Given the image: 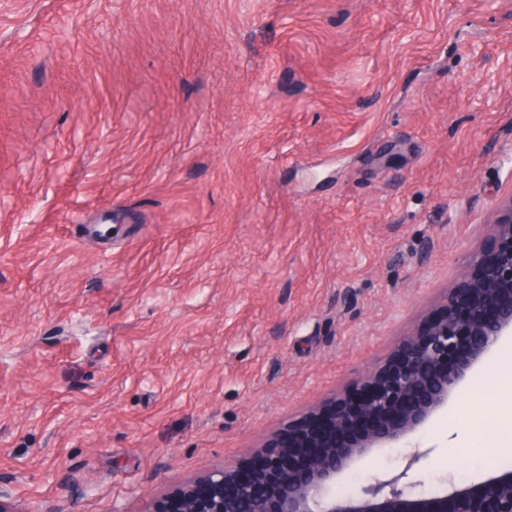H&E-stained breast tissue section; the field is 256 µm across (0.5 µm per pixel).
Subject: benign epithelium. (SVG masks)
<instances>
[{
  "mask_svg": "<svg viewBox=\"0 0 512 512\" xmlns=\"http://www.w3.org/2000/svg\"><path fill=\"white\" fill-rule=\"evenodd\" d=\"M494 245L470 255L424 332L376 372L312 411L257 461L222 466L175 492L171 512H512V470L444 491L415 493L403 471L336 496L337 477L376 448H396L465 387L476 364L512 334V197Z\"/></svg>",
  "mask_w": 512,
  "mask_h": 512,
  "instance_id": "7a95c632",
  "label": "benign epithelium"
}]
</instances>
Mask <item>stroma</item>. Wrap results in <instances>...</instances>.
<instances>
[{"instance_id": "35a3bbf8", "label": "stroma", "mask_w": 512, "mask_h": 512, "mask_svg": "<svg viewBox=\"0 0 512 512\" xmlns=\"http://www.w3.org/2000/svg\"><path fill=\"white\" fill-rule=\"evenodd\" d=\"M512 197V0H0V497L146 512L381 366ZM112 239L93 229L107 215ZM337 480L470 465L475 382Z\"/></svg>"}]
</instances>
